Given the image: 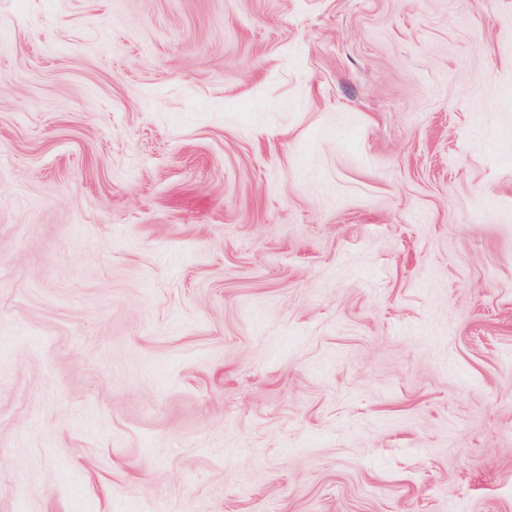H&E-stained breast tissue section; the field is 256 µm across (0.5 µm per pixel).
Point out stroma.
<instances>
[{"label":"stroma","instance_id":"stroma-1","mask_svg":"<svg viewBox=\"0 0 512 512\" xmlns=\"http://www.w3.org/2000/svg\"><path fill=\"white\" fill-rule=\"evenodd\" d=\"M0 512H512V0H0Z\"/></svg>","mask_w":512,"mask_h":512}]
</instances>
